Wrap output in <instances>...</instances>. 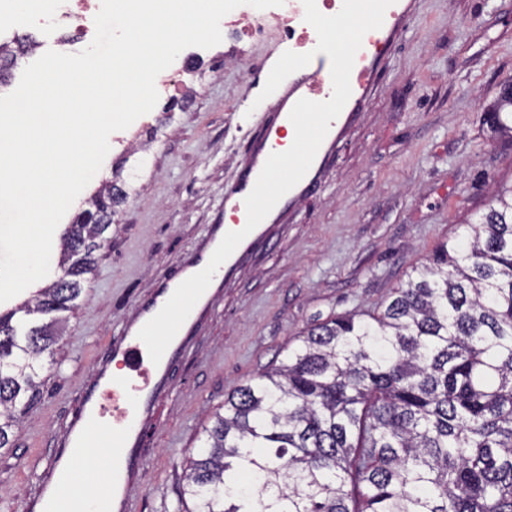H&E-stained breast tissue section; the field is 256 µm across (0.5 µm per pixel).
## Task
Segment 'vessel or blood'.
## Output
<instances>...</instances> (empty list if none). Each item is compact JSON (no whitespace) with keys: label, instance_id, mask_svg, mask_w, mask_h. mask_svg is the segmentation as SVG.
<instances>
[{"label":"vessel or blood","instance_id":"obj_1","mask_svg":"<svg viewBox=\"0 0 512 512\" xmlns=\"http://www.w3.org/2000/svg\"><path fill=\"white\" fill-rule=\"evenodd\" d=\"M326 54H316L311 62L297 71L294 80L285 86L286 109L274 112L265 138L257 143L236 187L224 196L223 222L211 225L207 235L196 245L193 257L177 275L157 280L135 306L127 319L122 336L114 339L111 358L98 359L86 378L85 393L78 413L60 432L57 451L39 479V487L31 495L27 512H54V506L72 477L83 448L92 436L107 439L112 448L109 486L101 498L102 512H139L133 496L140 471L142 433L151 419L156 397L170 381L171 366L179 349V340H172L160 363H152L139 330L165 305L175 289L187 278L201 271L209 262L224 235L244 227L247 214L246 196L253 189L267 160L276 151L279 132L289 125V105L299 99L324 101L333 88L321 84L319 78L330 70Z\"/></svg>","mask_w":512,"mask_h":512}]
</instances>
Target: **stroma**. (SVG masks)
<instances>
[{
    "instance_id": "obj_1",
    "label": "stroma",
    "mask_w": 512,
    "mask_h": 512,
    "mask_svg": "<svg viewBox=\"0 0 512 512\" xmlns=\"http://www.w3.org/2000/svg\"><path fill=\"white\" fill-rule=\"evenodd\" d=\"M400 27L377 58L361 101L351 102L333 144L321 147L313 184L240 259L235 275L188 337L142 444L135 488L141 512H179L183 470L196 435L232 389L278 365L311 325L379 309L393 288L454 240L460 221L512 181V138L491 137L485 109L512 79V0H403ZM202 52L192 100L143 127L147 164L111 151L102 165L134 175L109 249L76 310L44 355L46 384L0 450V512H24L37 486L33 457L47 458L76 414L83 379L152 283L176 272L240 176L263 108L247 111L287 51L266 30L226 53Z\"/></svg>"
}]
</instances>
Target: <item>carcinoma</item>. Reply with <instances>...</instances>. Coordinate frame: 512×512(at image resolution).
<instances>
[{"label":"carcinoma","instance_id":"carcinoma-1","mask_svg":"<svg viewBox=\"0 0 512 512\" xmlns=\"http://www.w3.org/2000/svg\"><path fill=\"white\" fill-rule=\"evenodd\" d=\"M29 44L0 51V84ZM490 128L512 133L495 100ZM108 181L60 237V273L0 314V449L41 397V355L74 311L116 208ZM190 512H512V185L382 309L315 324L236 387L197 436Z\"/></svg>","mask_w":512,"mask_h":512}]
</instances>
